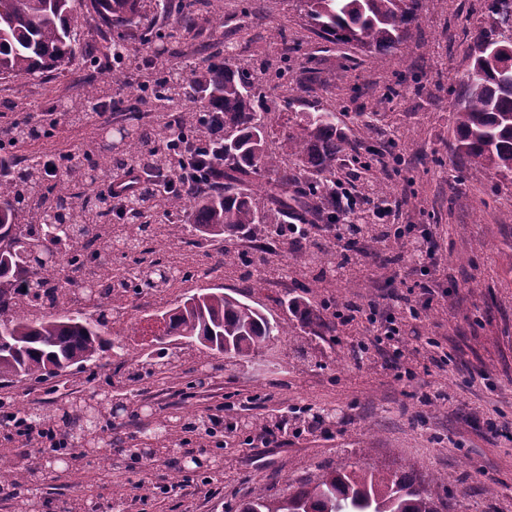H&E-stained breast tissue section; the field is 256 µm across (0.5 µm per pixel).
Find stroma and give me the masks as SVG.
Masks as SVG:
<instances>
[{
  "mask_svg": "<svg viewBox=\"0 0 512 512\" xmlns=\"http://www.w3.org/2000/svg\"><path fill=\"white\" fill-rule=\"evenodd\" d=\"M241 8V0H224L223 27L185 33L183 60L201 59L234 42L236 61L264 84L273 108L269 145L295 130L302 113L334 112L356 151L339 155L333 180L373 206L383 192L399 201L398 211L377 225V232L393 234L399 224L427 225L440 257L427 277L435 290L432 303L403 325L404 364L390 349L375 346L363 357H352L350 346L365 335V324H342L327 311L322 326L307 329L301 341L279 337L249 361L187 350L171 373H145L129 381L115 374L117 358L104 351L96 364L56 378L58 394L79 397L104 389L125 398L127 412L105 431L124 443L136 432L132 411L143 408L157 418L176 411L181 401L197 411L223 405L224 419L232 425L223 449L188 439L189 450L220 455L223 465L204 468L182 494L161 493L141 501V480L163 485L182 477L178 458L155 457L133 470L124 453L111 446L109 472L85 458L41 476L45 512H61L83 499L85 488L94 483L104 504L111 502L113 487H124L127 497L137 500L134 512H239L256 486L283 492L318 466L352 463L393 469L410 465L451 507L512 512V177L462 165L450 152L451 87L468 66L486 0H427L411 47L387 55L321 38L303 0H256L247 15ZM280 27L288 33L284 47L269 38ZM293 80L301 85L295 93L288 90ZM71 94L61 79L0 81V97L10 104L0 112V124L19 112H51L53 102ZM288 95L295 98L292 111H278ZM51 114L53 136L16 145L13 155L75 150L96 140L100 121L74 125ZM320 242L333 258L349 256L347 283L331 276L315 282L301 267L299 254L274 239L268 242L270 259L288 274L260 284L253 268L220 265L225 251L237 250L240 239L208 243L192 256L173 242L158 240L166 260L188 259L198 274L177 280L165 297L150 303L124 298L115 306L114 328L135 356L153 349L152 314L204 288H223L293 326L295 313L278 303L283 295L315 305L335 300L389 309L395 296L425 278L418 264L401 256L397 243L386 246L367 233L352 247L325 236ZM443 354L447 362L437 363ZM203 369L211 373L204 388L194 384ZM323 412L331 414V421L312 425L311 415ZM488 416L495 419L496 432L486 429ZM243 418L270 426L268 442H250L248 433L235 426Z\"/></svg>",
  "mask_w": 512,
  "mask_h": 512,
  "instance_id": "35a3bbf8",
  "label": "stroma"
}]
</instances>
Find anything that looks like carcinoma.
<instances>
[{"instance_id":"obj_1","label":"carcinoma","mask_w":512,"mask_h":512,"mask_svg":"<svg viewBox=\"0 0 512 512\" xmlns=\"http://www.w3.org/2000/svg\"><path fill=\"white\" fill-rule=\"evenodd\" d=\"M221 0H0V80L22 76L71 78L98 63L115 62L112 84L126 89V98L112 107L129 112L133 132L96 146L95 178L72 164L64 178L45 184L38 162L25 158L0 174V384L16 380L48 382L72 368L84 369L105 349L123 358L126 346L112 335V301L130 294L161 295L171 287L163 271L164 257L153 247L155 230L193 250L215 238L237 237L267 224L276 236L278 224H328L335 208L327 173L343 151L344 136L330 111L307 112L298 130L283 134L276 151L266 148L271 109L251 71L217 50L189 73L174 78L158 73L151 94L178 104L182 114L161 128L142 122L137 86L126 73L137 65L127 44L139 34L175 53L183 33L201 19L221 21ZM426 0H306L307 16L331 43L356 35L368 52L392 54L409 47L412 25ZM93 14L109 34L106 51L82 44L74 19L77 10ZM512 13V0H487L486 19ZM512 61V38L494 39L485 24L477 31L466 73L453 89L455 150L474 168L512 176V83L493 61ZM104 86L95 75L84 78L79 92L62 115L72 124L92 118ZM213 112L224 121V141L199 147L210 152L215 178L224 191H203L177 185L168 195L151 193L124 207L111 204L99 182L121 174L127 165L163 170L167 155L203 136L196 113ZM300 163L305 175L288 169L287 159ZM260 185L261 206L248 189ZM162 214L167 223L152 227L149 219ZM129 246L126 275L112 271V261L85 243L104 239ZM52 261L31 262L36 252ZM91 280L102 286L92 313L75 289ZM166 333L189 349L209 356L230 353L254 358L280 336H297L259 309L221 288L185 297L163 312ZM70 447H79L86 428L82 414L63 413ZM27 421L50 423L54 418L28 408L14 419L13 430ZM29 475L0 468V487L18 499L21 509L42 503L25 495ZM425 476L412 469L390 471L375 467H324L280 495L257 487L241 512H443Z\"/></svg>"}]
</instances>
